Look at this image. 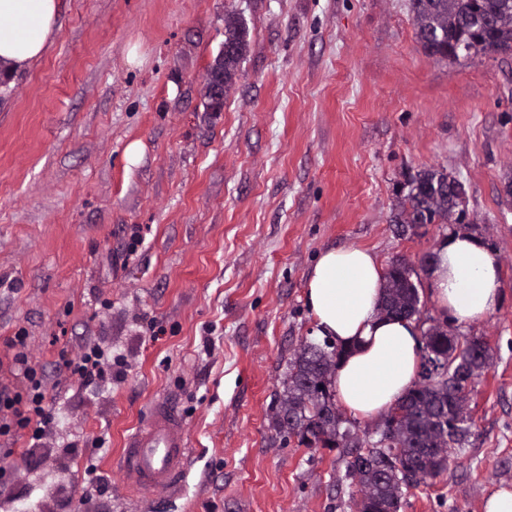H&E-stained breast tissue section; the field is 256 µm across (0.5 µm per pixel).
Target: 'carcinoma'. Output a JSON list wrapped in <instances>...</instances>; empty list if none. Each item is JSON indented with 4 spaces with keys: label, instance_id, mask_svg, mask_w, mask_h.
I'll return each instance as SVG.
<instances>
[{
    "label": "carcinoma",
    "instance_id": "1",
    "mask_svg": "<svg viewBox=\"0 0 512 512\" xmlns=\"http://www.w3.org/2000/svg\"><path fill=\"white\" fill-rule=\"evenodd\" d=\"M417 39L424 54L446 60L459 52L484 53L489 48L512 52V0H410ZM224 42L234 45L232 55L219 59L224 92L235 83L249 42L242 19L224 16ZM456 180L442 170H428L407 180L398 224H450L460 221ZM406 260H397L385 274L380 311L386 316L412 317L419 307V291L405 278ZM426 344L447 354L436 370L421 366L419 379L398 403V418L386 443L367 455L352 451L348 476L358 487V512H399L408 489L448 469L454 448L468 442L473 418L468 409V376L478 378L489 368L492 352L477 351L478 339L448 346V326L435 324L423 332ZM343 349L324 340H303L288 362L282 390L274 408V429L281 438L297 437L308 447L338 446L341 424L334 378Z\"/></svg>",
    "mask_w": 512,
    "mask_h": 512
}]
</instances>
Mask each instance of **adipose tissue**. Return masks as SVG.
<instances>
[{"label": "adipose tissue", "mask_w": 512, "mask_h": 512, "mask_svg": "<svg viewBox=\"0 0 512 512\" xmlns=\"http://www.w3.org/2000/svg\"><path fill=\"white\" fill-rule=\"evenodd\" d=\"M60 0H0V72L31 67L51 43ZM497 252L475 236L445 240L429 271L431 297L460 324L478 320L501 295ZM384 274L368 250L350 246L320 254L306 299L314 333L347 347L336 389L354 415L372 418L397 403L418 376L420 329L415 321L377 313Z\"/></svg>", "instance_id": "1"}]
</instances>
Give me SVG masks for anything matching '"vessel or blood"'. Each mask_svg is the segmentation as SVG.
Listing matches in <instances>:
<instances>
[{
  "instance_id": "obj_1",
  "label": "vessel or blood",
  "mask_w": 512,
  "mask_h": 512,
  "mask_svg": "<svg viewBox=\"0 0 512 512\" xmlns=\"http://www.w3.org/2000/svg\"><path fill=\"white\" fill-rule=\"evenodd\" d=\"M188 459L185 422L167 403L155 404L147 424L133 434L120 468L126 483L143 490L173 488Z\"/></svg>"
}]
</instances>
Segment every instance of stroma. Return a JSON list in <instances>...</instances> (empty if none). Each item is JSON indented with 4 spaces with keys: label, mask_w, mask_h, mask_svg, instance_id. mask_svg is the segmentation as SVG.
<instances>
[{
    "label": "stroma",
    "mask_w": 512,
    "mask_h": 512,
    "mask_svg": "<svg viewBox=\"0 0 512 512\" xmlns=\"http://www.w3.org/2000/svg\"><path fill=\"white\" fill-rule=\"evenodd\" d=\"M241 14L248 51L222 111L206 75ZM445 170L463 225L398 236L405 180ZM512 53L438 61L409 0H61L46 55L0 80V386L9 340L47 378L37 445L0 436V512H356L342 448L281 443L288 362L311 338L325 249L381 267L457 230L500 257L475 425L400 512H484L512 489ZM107 354L86 385L64 359ZM185 420L179 488L135 492L119 464L156 400Z\"/></svg>",
    "instance_id": "1"
}]
</instances>
